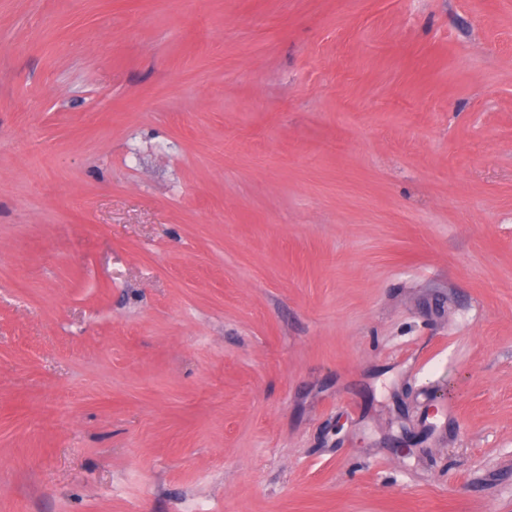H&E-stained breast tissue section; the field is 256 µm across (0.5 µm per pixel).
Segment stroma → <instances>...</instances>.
Segmentation results:
<instances>
[{"mask_svg":"<svg viewBox=\"0 0 512 512\" xmlns=\"http://www.w3.org/2000/svg\"><path fill=\"white\" fill-rule=\"evenodd\" d=\"M0 512H512V0H0Z\"/></svg>","mask_w":512,"mask_h":512,"instance_id":"35a3bbf8","label":"stroma"}]
</instances>
